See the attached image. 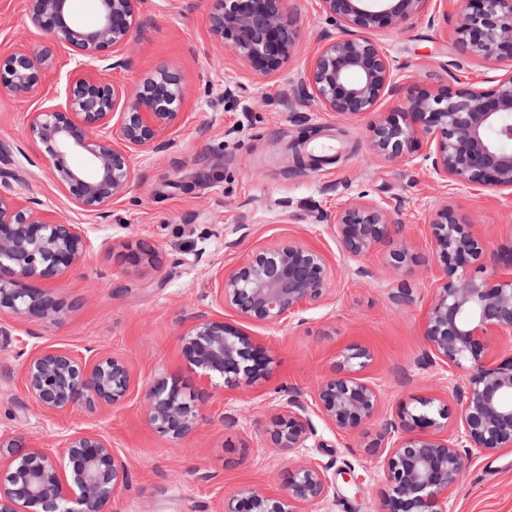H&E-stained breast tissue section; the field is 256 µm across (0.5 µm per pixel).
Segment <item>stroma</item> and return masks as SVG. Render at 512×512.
Returning <instances> with one entry per match:
<instances>
[{
    "instance_id": "obj_1",
    "label": "stroma",
    "mask_w": 512,
    "mask_h": 512,
    "mask_svg": "<svg viewBox=\"0 0 512 512\" xmlns=\"http://www.w3.org/2000/svg\"><path fill=\"white\" fill-rule=\"evenodd\" d=\"M300 36L280 71L257 79L229 51L213 46V0H146V25L111 80L131 88L148 70L179 73L189 107L169 150L136 156V179L105 216L82 215L63 195L25 136L30 112L62 102L75 62L58 50L40 100L0 98V171L14 188L44 209L84 225L91 250L50 285L62 306L58 320L7 322L0 335V436L32 448L54 449L66 435L95 430L128 468V488L118 512H217L225 496L244 487L278 489L287 456L267 434L284 391L312 394L349 345L367 347L366 375L383 391L382 410L396 414L426 396H445L461 373L419 368L422 327L439 268L431 258L429 212L449 204L466 214L484 243L483 277H494L512 250V192L470 193L436 180L421 154L387 159L370 145L369 118H344L308 103L288 111L300 96L299 76L323 35H341L317 0H289ZM456 9H429L376 38L398 62L402 81L435 86L499 77V70L462 57L456 43ZM45 37L27 27L24 0H0V53L35 50ZM367 196L400 206L404 243L413 263L395 271L385 252L346 260L327 226L339 207ZM298 238L325 252L336 278L328 300L276 326H251L272 359L268 380L244 391L216 394L199 426L166 444L146 424L140 391L156 376L182 372L179 337L193 317L209 313L235 323L217 308L211 282L251 249ZM152 259L133 263L135 246ZM408 286L413 301L392 294ZM102 352L130 364L138 389L123 404L91 412L46 416L26 395L24 357L41 347ZM238 423L228 427L224 415ZM312 447L302 459L326 468L327 497L314 512H378L387 487L377 455L353 434L315 420ZM448 512H512V452L471 453Z\"/></svg>"
}]
</instances>
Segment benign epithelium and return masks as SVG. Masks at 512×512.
<instances>
[{
  "label": "benign epithelium",
  "mask_w": 512,
  "mask_h": 512,
  "mask_svg": "<svg viewBox=\"0 0 512 512\" xmlns=\"http://www.w3.org/2000/svg\"><path fill=\"white\" fill-rule=\"evenodd\" d=\"M444 0H318L320 12L346 35L324 36L299 78L300 102L313 100L338 116H376L373 149L406 158L425 139L424 155L442 182L468 191H512V0H455L457 43L462 55L509 68L485 86L456 82L430 88L413 83L386 115L382 102L397 92L403 69L369 33L395 29ZM144 0H99L92 27L71 22L72 0H26L28 26L42 32L39 50L0 54V97L41 95L56 50L76 63L63 102L31 113L26 137L43 147L52 177L80 212L107 213L135 180L131 156L171 147L186 91L180 74L148 71L131 90L107 76L145 25ZM210 32L251 72H279L299 38L288 0H213ZM80 156L81 168L70 164ZM432 254L442 270L423 324L418 366L455 368L462 374L452 403L437 396L397 414H380L381 389L363 377L372 362L359 344L345 348L335 373L314 396L288 392L283 413L269 430L275 448L294 455L316 435L312 415L333 428L356 433L381 459L387 492L379 512H447L448 497L463 478L466 449L495 455L512 450V354H491L490 340L512 348V254L494 281L478 276L483 242L469 219L445 204L428 215ZM342 256L357 261L406 232L399 207L359 197L328 225ZM91 248L81 224L41 208V203L0 181V318L51 322L61 308L47 288L31 286L72 269ZM415 261L402 245L386 256L399 270ZM336 277L325 255L300 239L249 251L225 269L211 289L212 303L243 322L274 326L300 310L325 302ZM184 376H161L146 388L144 417L152 430L175 443L197 426L215 394L258 386L272 371L261 339L222 318L194 316L180 336ZM27 394L55 416L75 408L114 406L132 393L127 362L114 355L87 357L65 347L28 354L20 365ZM326 470L300 460L288 466L276 493L243 488L224 498L220 512H309L330 489ZM128 487L125 461L93 431L66 436L58 450L26 448L0 440V512H112Z\"/></svg>",
  "instance_id": "obj_1"
}]
</instances>
